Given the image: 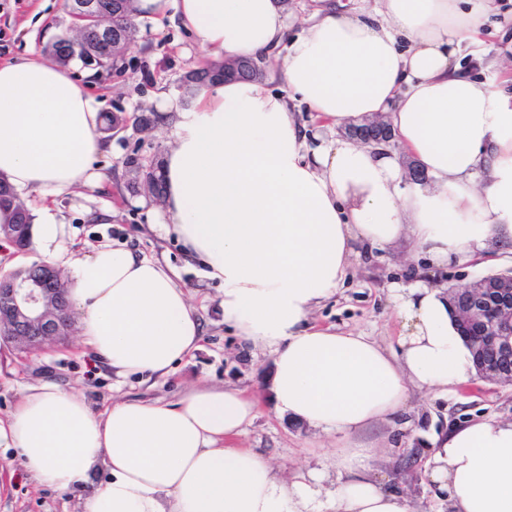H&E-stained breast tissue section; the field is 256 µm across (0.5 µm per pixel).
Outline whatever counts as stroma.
Here are the masks:
<instances>
[{
	"label": "stroma",
	"mask_w": 512,
	"mask_h": 512,
	"mask_svg": "<svg viewBox=\"0 0 512 512\" xmlns=\"http://www.w3.org/2000/svg\"><path fill=\"white\" fill-rule=\"evenodd\" d=\"M173 6L146 16H137L136 34L127 45L121 73L97 75L91 92L101 112L128 117H155V96L166 92L186 104L179 90L181 76L204 65L206 56L197 40L173 22ZM78 23L62 0H0V63L32 53L46 55L48 38L73 34ZM112 151L99 158L105 181L96 195L114 206L111 223L89 219L78 198L64 199L56 209L72 233L68 247L85 255L89 246L119 242L135 254L151 257L173 268L189 293L201 323L200 348L165 378L132 375L113 377L83 344L78 331L65 340H52L28 352L0 342V419L17 407L26 387L44 382L73 389L84 395L94 410L101 411L118 399L176 400L194 385L246 387L265 391V375L271 356L250 352L224 327L219 302L223 286L209 279L202 265L188 259L180 244L157 222L154 202L144 201L130 184L134 173L130 159L142 166L161 165L171 141L170 129H145L128 122L111 133ZM512 268V252L496 251L466 264L430 265L427 259L411 257L408 249L372 250L354 263L336 294L316 309L312 321L342 332L369 336L396 344L404 329L396 314L390 290L408 284L413 276L428 278L433 286L464 287L478 278ZM512 419V385L472 377L470 383L448 400L414 394L390 425L373 429L369 437L388 450L373 466L389 486L407 491L422 512H438L440 504L426 476L401 478L394 465L403 449L428 447L434 434L471 418ZM272 460L279 472L291 475L321 468L335 448L334 438L307 425L278 415L263 404L258 418L236 441ZM0 512H81L78 493L38 486L24 471L11 448L0 447Z\"/></svg>",
	"instance_id": "obj_1"
}]
</instances>
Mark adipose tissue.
I'll list each match as a JSON object with an SVG mask.
<instances>
[{"label": "adipose tissue", "instance_id": "obj_1", "mask_svg": "<svg viewBox=\"0 0 512 512\" xmlns=\"http://www.w3.org/2000/svg\"><path fill=\"white\" fill-rule=\"evenodd\" d=\"M181 27L213 59L262 60L264 80L217 81L172 119L158 215L224 287L225 325L269 350L275 410L335 437L322 470L283 477L232 447L259 413L239 387L194 386L173 402L118 400L95 413L53 384L28 387L0 420L43 487L94 485L82 512H416L372 473L362 437L418 390L447 398L468 381L471 352L448 291L392 289L407 327L397 348L312 325L360 249L408 241L432 264L469 262L512 244V44L483 33L498 0H318L291 34L280 0H174ZM471 68L495 69L481 80ZM306 107L336 128L386 116L395 146L311 141ZM111 144L99 104L62 66L30 55L0 64V177L44 202L31 227L51 265L67 269L86 346L115 375H167L198 347L189 296L158 260L118 245L74 256L52 201L99 187ZM426 183L407 181L401 156ZM425 471L445 512H512V419H475L430 440ZM104 480H97V473Z\"/></svg>", "mask_w": 512, "mask_h": 512}]
</instances>
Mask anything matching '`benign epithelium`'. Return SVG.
I'll return each instance as SVG.
<instances>
[{
    "instance_id": "benign-epithelium-1",
    "label": "benign epithelium",
    "mask_w": 512,
    "mask_h": 512,
    "mask_svg": "<svg viewBox=\"0 0 512 512\" xmlns=\"http://www.w3.org/2000/svg\"><path fill=\"white\" fill-rule=\"evenodd\" d=\"M72 13L88 22L93 33L65 38L61 56L72 51L82 55L84 65L95 68L106 60L121 57L129 33L112 38V13L99 0H68ZM455 320L479 331L468 337L480 377L500 382L512 381V280L476 281L454 288ZM67 303L57 288H45L35 280L0 279V338L27 351L61 336L66 330Z\"/></svg>"
}]
</instances>
